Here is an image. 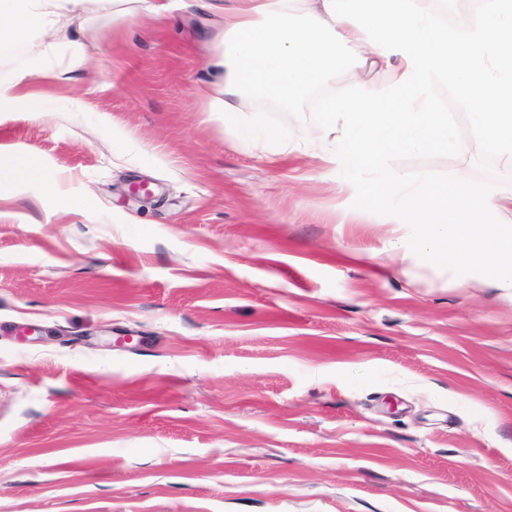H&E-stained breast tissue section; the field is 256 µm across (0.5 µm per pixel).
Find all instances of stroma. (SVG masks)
<instances>
[{
  "mask_svg": "<svg viewBox=\"0 0 512 512\" xmlns=\"http://www.w3.org/2000/svg\"><path fill=\"white\" fill-rule=\"evenodd\" d=\"M223 36L143 0L60 19L36 74L0 51V158L43 169L0 181V512H512V295L424 261L372 173L240 142L317 140L356 79L212 112ZM429 95L462 150L385 168L512 181Z\"/></svg>",
  "mask_w": 512,
  "mask_h": 512,
  "instance_id": "35a3bbf8",
  "label": "stroma"
}]
</instances>
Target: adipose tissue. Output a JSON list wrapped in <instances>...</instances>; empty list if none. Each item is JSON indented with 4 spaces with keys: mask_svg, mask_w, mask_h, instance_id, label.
<instances>
[{
    "mask_svg": "<svg viewBox=\"0 0 512 512\" xmlns=\"http://www.w3.org/2000/svg\"><path fill=\"white\" fill-rule=\"evenodd\" d=\"M90 0H0V51L24 50L32 69L39 35L56 17L79 15ZM224 78L208 101L214 112H245L251 93L287 101L351 67L352 97L322 113L321 129L340 147L319 159L382 174L371 198L403 203L397 221L432 262L453 261L488 273L512 293V225L474 224L475 210L512 211V184L477 193L383 170L397 147L461 150L445 113L427 91L452 84L458 106L480 128L485 146L512 164V0H480L478 15L447 22L436 0H236L224 14Z\"/></svg>",
    "mask_w": 512,
    "mask_h": 512,
    "instance_id": "adipose-tissue-1",
    "label": "adipose tissue"
}]
</instances>
